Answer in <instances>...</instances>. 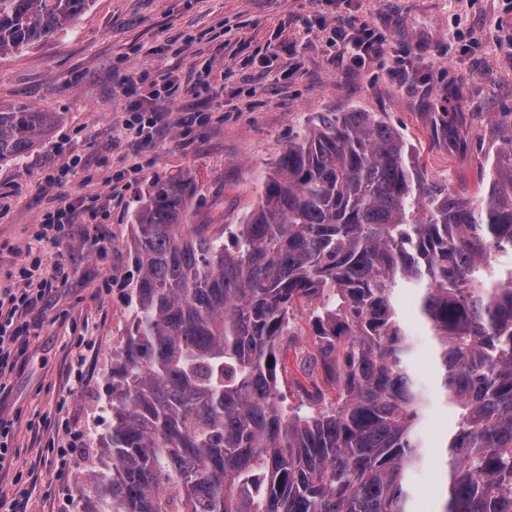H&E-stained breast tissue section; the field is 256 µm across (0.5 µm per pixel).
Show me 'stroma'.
Masks as SVG:
<instances>
[{"label": "stroma", "instance_id": "stroma-1", "mask_svg": "<svg viewBox=\"0 0 512 512\" xmlns=\"http://www.w3.org/2000/svg\"><path fill=\"white\" fill-rule=\"evenodd\" d=\"M368 22L385 34V50L362 68H347L319 30ZM295 44L272 57L274 46ZM212 88L190 93L203 65ZM147 72V83L127 77ZM182 88L146 142L124 140L131 103L163 76ZM25 101L63 122L17 162L0 163V280L35 259L63 257L66 283L29 309L28 355L0 391V416L14 420L17 456L0 476V499L26 498L27 512H84L89 460L109 429L104 410L112 352L131 321L129 283L136 279L129 243L137 198L157 179L190 177L196 187L195 223L212 231L239 223L255 206L259 177L290 137L319 112H374L412 145L429 179L477 197L479 167L495 146L493 116L512 112V0H91L67 30L29 47L0 54V109ZM203 122L185 130L188 113ZM434 112H463L468 146L435 141ZM82 168L55 175L69 159ZM76 206L75 224L51 232L32 253L43 213L60 198ZM112 242L97 253L96 233ZM401 313L414 335L415 368L430 404L419 425L428 450L412 477L415 512H438L443 471L439 448L456 429L435 383L430 338L409 294ZM313 302H298L280 385L292 398L316 387L335 391L318 370L301 364L315 351ZM96 347L88 377L70 392V349L77 337ZM64 411H57L58 401ZM63 413L86 431L87 448L64 470L47 461L50 436L43 419Z\"/></svg>", "mask_w": 512, "mask_h": 512}]
</instances>
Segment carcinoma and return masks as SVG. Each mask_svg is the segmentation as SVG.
<instances>
[{"label":"carcinoma","mask_w":512,"mask_h":512,"mask_svg":"<svg viewBox=\"0 0 512 512\" xmlns=\"http://www.w3.org/2000/svg\"><path fill=\"white\" fill-rule=\"evenodd\" d=\"M91 0H0V53L49 39ZM63 121L0 110V163ZM488 188L427 178L373 112H322L260 175L256 206L213 236L191 178L136 201L130 330L112 357L110 429L87 512H411L425 397L397 294L414 295L458 413L440 512H512V113ZM460 112L438 139L467 143ZM336 400L285 405L277 370L299 300Z\"/></svg>","instance_id":"cac0c4a2"}]
</instances>
